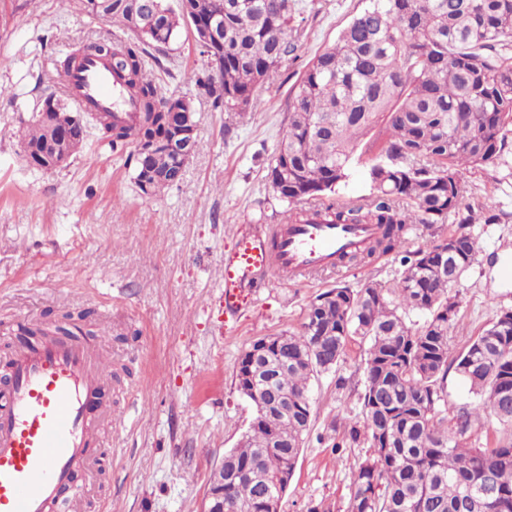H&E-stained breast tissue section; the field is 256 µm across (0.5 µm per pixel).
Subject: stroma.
<instances>
[{
  "label": "stroma",
  "mask_w": 512,
  "mask_h": 512,
  "mask_svg": "<svg viewBox=\"0 0 512 512\" xmlns=\"http://www.w3.org/2000/svg\"><path fill=\"white\" fill-rule=\"evenodd\" d=\"M295 2L297 49L246 118L215 108L197 85L205 59L190 28L159 51L171 71L163 88L193 103L198 147L181 181L148 197L134 183L133 147L112 151L95 134L58 169L23 160L20 134L56 86V61L118 29L89 19L77 0H0V361L20 348L21 329L53 330L66 312L84 309L93 315L80 322L76 342L112 359L100 397L116 421L105 428L96 474L73 472L62 512L77 498L83 512H202L212 472L254 415L236 387L243 351L257 337L298 331L312 299L334 285L389 287L400 276L389 254L317 279H270L234 321L212 302L239 229L287 223L288 205L266 174L288 124L289 90L363 6ZM384 147L378 134L364 137L347 179L321 204L366 200L367 170ZM463 191L466 203L503 214L500 223L469 228L480 254L463 281L458 318L475 334L496 310L512 308V153L467 171ZM362 377L353 352L338 372L320 375L280 512H345L353 473L370 450L336 447L329 424L358 414Z\"/></svg>",
  "instance_id": "obj_1"
}]
</instances>
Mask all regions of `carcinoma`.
I'll use <instances>...</instances> for the list:
<instances>
[{
    "label": "carcinoma",
    "mask_w": 512,
    "mask_h": 512,
    "mask_svg": "<svg viewBox=\"0 0 512 512\" xmlns=\"http://www.w3.org/2000/svg\"><path fill=\"white\" fill-rule=\"evenodd\" d=\"M93 19H110L128 35L96 39L82 52L112 59L113 71L133 89L138 122L100 119L116 150L158 136L176 107L194 120L191 99L166 95L147 72L163 67L150 48L173 42L181 25L194 31L206 67L197 79L214 105L242 117L295 52L292 0H223L222 44L208 46L198 24L218 0H80ZM512 0H369L336 43L308 63L290 92L288 125L267 179L274 194L299 205L348 177L361 139L383 124L387 146L370 166L372 196L364 203L329 204L292 212L290 224L322 215L332 224H371L366 244L341 252L338 264L365 266L380 254L400 257L393 287L369 281L338 285L309 305L298 332L269 336L288 351V368L261 357L254 375L267 382L262 402L238 444L224 453V512H278L311 421V382L337 371L356 346L363 385L361 417L336 416L338 448L368 443L358 464L347 512H512V314L502 309L475 336L460 332L456 288L478 264V242L463 231L404 249L408 225L494 224L489 205L465 203L463 174L512 151ZM48 119L35 115L22 135L27 160L60 153L71 158L89 132L64 140L73 108L48 95ZM182 161L163 149L136 158L135 184L157 195L179 183ZM456 251L448 253V242ZM423 316L409 325L411 314ZM460 338L454 351L450 342ZM454 370L476 401L448 404L445 381ZM288 393V413L268 405ZM492 419L493 442L469 443L473 426Z\"/></svg>",
    "instance_id": "carcinoma-1"
}]
</instances>
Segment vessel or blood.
<instances>
[{"instance_id":"1","label":"vessel or blood","mask_w":512,"mask_h":512,"mask_svg":"<svg viewBox=\"0 0 512 512\" xmlns=\"http://www.w3.org/2000/svg\"><path fill=\"white\" fill-rule=\"evenodd\" d=\"M59 87L84 112L136 109L104 58L77 60L60 75ZM372 231L367 224H329L317 217L274 226L266 235L242 234L224 254L218 303L225 316L237 317L253 281L300 278L335 266L339 251L363 246ZM110 368L95 348L81 344L46 342L10 356L9 391L0 397V512H52L74 467L96 461L99 427L111 422L112 409L95 398Z\"/></svg>"}]
</instances>
